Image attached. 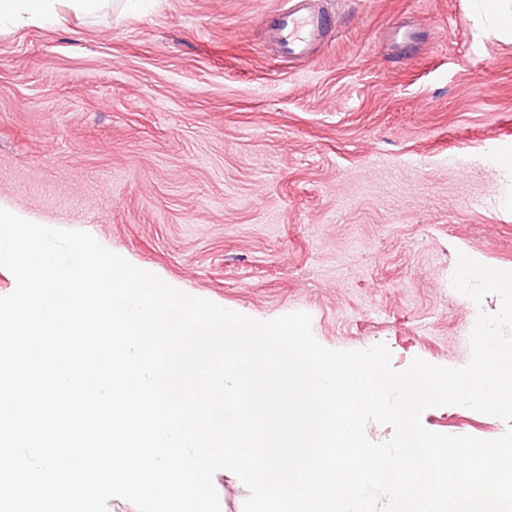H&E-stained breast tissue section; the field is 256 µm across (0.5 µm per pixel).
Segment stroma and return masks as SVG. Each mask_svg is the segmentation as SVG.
<instances>
[{"label":"stroma","instance_id":"obj_1","mask_svg":"<svg viewBox=\"0 0 512 512\" xmlns=\"http://www.w3.org/2000/svg\"><path fill=\"white\" fill-rule=\"evenodd\" d=\"M282 3L110 0L0 30V200L223 308L306 312L329 349L465 366L500 299L453 288L457 255L512 266V39L472 0H329L317 55L278 59ZM421 421L505 430L455 405Z\"/></svg>","mask_w":512,"mask_h":512}]
</instances>
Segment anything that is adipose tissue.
<instances>
[{"label": "adipose tissue", "instance_id": "obj_1", "mask_svg": "<svg viewBox=\"0 0 512 512\" xmlns=\"http://www.w3.org/2000/svg\"><path fill=\"white\" fill-rule=\"evenodd\" d=\"M108 0H0V25L16 27L56 23L63 11L91 18L99 14Z\"/></svg>", "mask_w": 512, "mask_h": 512}]
</instances>
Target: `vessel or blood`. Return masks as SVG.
<instances>
[{
  "label": "vessel or blood",
  "instance_id": "vessel-or-blood-1",
  "mask_svg": "<svg viewBox=\"0 0 512 512\" xmlns=\"http://www.w3.org/2000/svg\"><path fill=\"white\" fill-rule=\"evenodd\" d=\"M321 0H286L282 9L264 20L269 49L287 58L313 57L331 28Z\"/></svg>",
  "mask_w": 512,
  "mask_h": 512
}]
</instances>
